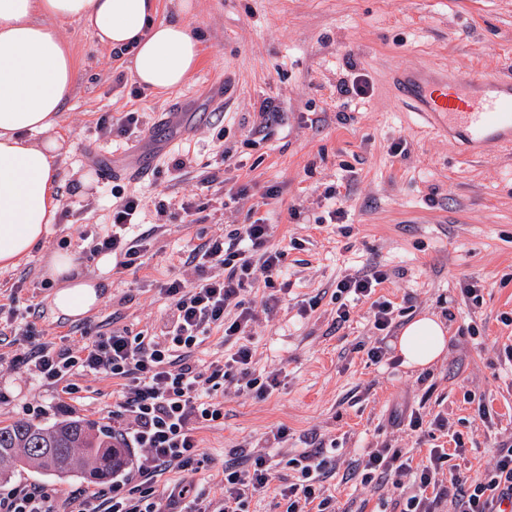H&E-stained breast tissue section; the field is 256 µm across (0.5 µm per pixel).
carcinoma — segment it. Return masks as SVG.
Masks as SVG:
<instances>
[{"instance_id": "1", "label": "carcinoma", "mask_w": 512, "mask_h": 512, "mask_svg": "<svg viewBox=\"0 0 512 512\" xmlns=\"http://www.w3.org/2000/svg\"><path fill=\"white\" fill-rule=\"evenodd\" d=\"M126 449L112 435L77 418L42 425L16 421L0 426V481H7L21 462L37 472L57 477L90 476L100 481L127 466Z\"/></svg>"}]
</instances>
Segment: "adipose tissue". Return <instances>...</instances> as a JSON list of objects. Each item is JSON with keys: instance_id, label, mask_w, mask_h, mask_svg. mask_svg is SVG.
Instances as JSON below:
<instances>
[{"instance_id": "obj_1", "label": "adipose tissue", "mask_w": 512, "mask_h": 512, "mask_svg": "<svg viewBox=\"0 0 512 512\" xmlns=\"http://www.w3.org/2000/svg\"><path fill=\"white\" fill-rule=\"evenodd\" d=\"M176 15L157 20V0H0V265L13 267L41 248L61 206L60 163L75 143L58 132L78 66L57 24L78 21L113 50L131 47L129 69L156 91L181 86L199 63V42ZM46 273L58 281L53 308L73 319L99 303L103 284L82 275L72 256L52 253ZM396 347L407 367L423 369L448 347V330L423 314L400 331Z\"/></svg>"}]
</instances>
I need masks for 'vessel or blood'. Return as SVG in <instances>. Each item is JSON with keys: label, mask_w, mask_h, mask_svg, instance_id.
<instances>
[{"label": "vessel or blood", "mask_w": 512, "mask_h": 512, "mask_svg": "<svg viewBox=\"0 0 512 512\" xmlns=\"http://www.w3.org/2000/svg\"><path fill=\"white\" fill-rule=\"evenodd\" d=\"M400 101L433 130L447 135L459 156L482 155L487 147H512V73L460 81L433 67L394 76Z\"/></svg>", "instance_id": "obj_1"}]
</instances>
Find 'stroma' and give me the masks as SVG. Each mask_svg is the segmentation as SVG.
Masks as SVG:
<instances>
[{
    "instance_id": "35a3bbf8",
    "label": "stroma",
    "mask_w": 512,
    "mask_h": 512,
    "mask_svg": "<svg viewBox=\"0 0 512 512\" xmlns=\"http://www.w3.org/2000/svg\"><path fill=\"white\" fill-rule=\"evenodd\" d=\"M186 21L201 43L195 72L172 91L143 90L112 50L82 24L59 30L79 68L58 132L76 150L60 165L62 207L42 248L10 269H0V304L28 317L45 340L66 346L125 327L158 333L166 309L159 289L185 277L192 249L260 218L273 226L283 250L287 294L270 320L255 329L257 371L280 369L281 385L266 398L223 392L224 419L201 430L203 462L196 490L220 496L213 477L239 450L263 444L283 425L288 440L276 451L277 476L294 474L289 460L311 438L336 443V470L325 486L341 512H399V489L362 485L350 475L364 448L401 449L414 464L431 446L453 448L461 435L466 452L450 457L454 471L484 477L501 442L512 440V151L496 147L464 159L447 136L430 132L398 100L393 73L430 65L467 80L480 69L512 70V0H193ZM361 77L365 99L340 95ZM229 81L221 118L210 116L212 87ZM273 101L280 119L259 112ZM187 116L168 128L156 148L145 136L159 113ZM140 116L143 132L102 138L101 116ZM403 152L391 154L392 144ZM151 153L142 179L103 178L93 159L124 163L129 148ZM182 157V169L172 158ZM89 174V192H75L76 173ZM143 196L138 233L145 235L141 267H112L98 305L72 320L56 313V289L45 274L52 252L66 251L80 270L98 275V258L78 226L109 228L112 186ZM345 197V216L327 223L329 188ZM167 215H158L157 201ZM192 203L193 223L181 206ZM382 265L388 280L377 293L397 306L395 327L433 314L448 329L445 355L425 370L373 364L375 341L368 304L335 327L337 279ZM480 288L472 305L464 288ZM319 307L300 314L303 299ZM26 348L0 342V426L27 419L43 406V423L60 419L56 391L29 385ZM490 416L480 420L479 407ZM419 409L425 421L442 416L447 432L416 435L400 425Z\"/></svg>"
}]
</instances>
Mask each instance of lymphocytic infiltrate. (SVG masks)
I'll return each mask as SVG.
<instances>
[{
    "mask_svg": "<svg viewBox=\"0 0 512 512\" xmlns=\"http://www.w3.org/2000/svg\"><path fill=\"white\" fill-rule=\"evenodd\" d=\"M145 204L140 196H122L112 209L110 231L96 235L94 252L120 255L122 268L136 265L143 250L140 238L130 235ZM271 227L253 223L235 229L229 237H216L194 248L191 276L164 284L162 294L169 312L159 333L130 335L126 328L112 329L80 345L61 348L36 338L32 329L15 324L16 312L0 306V316L14 335L29 344V383L60 388L70 404H84L76 383L80 377H109L117 382L111 408L103 409L112 421V435L123 447L135 449L134 466L113 477L107 488L89 495L64 494L40 484L0 488V512H162L168 499L172 512H247L255 495L274 492L283 512H337L336 501L326 495L324 482L333 471L325 449L302 453L292 459L295 481L276 482L271 450L288 437L279 426L271 430L264 446L251 451L248 468L226 464L217 479L222 497L206 498L192 484L161 496L155 478L170 469L192 468L200 451L199 431L224 417V404L215 393L220 382L233 385L236 393L266 397L280 386L279 370L257 372L251 340L260 316H272L277 299L262 306L246 300V288L273 287L283 277L282 250L271 243ZM388 279L379 266L347 275L336 282V326L349 322L352 305L371 299ZM372 301V299H371ZM373 327L387 331L394 320L391 301H372ZM223 331L236 348L223 362L199 368L194 356L213 331ZM463 442L454 450L434 448L429 463L415 469L402 461L395 448H371L358 460L355 471L363 485L392 483L413 487L401 512H501L512 500V442L498 446L484 480L467 483L456 479L445 484L442 469L450 454H462Z\"/></svg>",
    "mask_w": 512,
    "mask_h": 512,
    "instance_id": "1",
    "label": "lymphocytic infiltrate"
}]
</instances>
